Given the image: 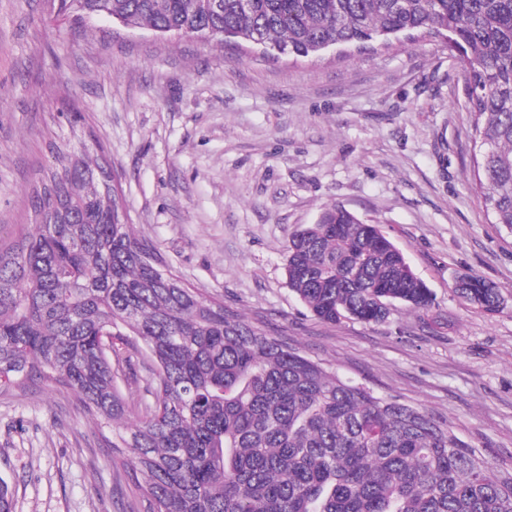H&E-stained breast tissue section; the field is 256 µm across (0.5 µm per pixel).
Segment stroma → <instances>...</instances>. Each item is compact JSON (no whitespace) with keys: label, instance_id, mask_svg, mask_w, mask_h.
<instances>
[{"label":"stroma","instance_id":"obj_1","mask_svg":"<svg viewBox=\"0 0 512 512\" xmlns=\"http://www.w3.org/2000/svg\"><path fill=\"white\" fill-rule=\"evenodd\" d=\"M0 0V241L25 229L49 142L104 149L130 224L184 282L339 376L445 419L512 470V230L476 193L472 116L441 38L268 56ZM78 112L85 124L72 125ZM340 205L430 288L385 322L318 321L290 291L289 236ZM474 274L504 303L459 298ZM95 422L54 384L0 395L12 512H126Z\"/></svg>","mask_w":512,"mask_h":512}]
</instances>
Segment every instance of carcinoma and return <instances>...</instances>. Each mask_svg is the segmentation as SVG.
Wrapping results in <instances>:
<instances>
[{"mask_svg": "<svg viewBox=\"0 0 512 512\" xmlns=\"http://www.w3.org/2000/svg\"><path fill=\"white\" fill-rule=\"evenodd\" d=\"M159 34L211 31L309 57L444 35L458 49L480 199L512 228V0H59ZM32 229L0 242V394L43 379L112 428L119 480L146 512H512V473L447 422L340 378L188 287L132 232L102 154L50 145ZM290 290L319 321L385 320L431 291L376 224L341 206L287 246ZM454 290L484 312L498 288ZM145 353L142 391L117 381Z\"/></svg>", "mask_w": 512, "mask_h": 512, "instance_id": "carcinoma-1", "label": "carcinoma"}]
</instances>
